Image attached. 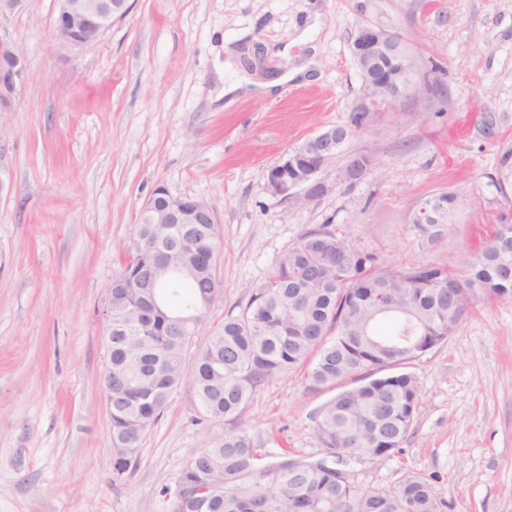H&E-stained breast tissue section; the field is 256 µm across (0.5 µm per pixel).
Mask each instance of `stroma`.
<instances>
[{"label": "stroma", "mask_w": 512, "mask_h": 512, "mask_svg": "<svg viewBox=\"0 0 512 512\" xmlns=\"http://www.w3.org/2000/svg\"><path fill=\"white\" fill-rule=\"evenodd\" d=\"M95 45L60 50L57 0L0 18L29 75L0 112L12 190L0 198V512H168L190 452L236 426L264 462L320 450L313 418L332 397L302 371L270 379L236 422L201 421L191 380L112 476L103 371L107 289L156 187L211 205L222 289L197 337L246 305L305 230L330 225L382 266L461 269L493 225L512 223L496 177L512 146V0H130ZM401 35L434 88L381 108L346 144L375 166L306 201L266 186L308 137L362 98L357 25ZM310 65V78L292 77ZM259 73L277 96L225 95ZM449 192L451 235L420 243L421 202ZM404 372L420 404L399 452L361 456L360 487L417 472L444 512H512V299L476 296L457 331Z\"/></svg>", "instance_id": "stroma-1"}]
</instances>
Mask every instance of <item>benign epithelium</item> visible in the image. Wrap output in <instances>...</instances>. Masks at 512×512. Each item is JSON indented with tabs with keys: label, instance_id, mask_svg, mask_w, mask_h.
I'll return each mask as SVG.
<instances>
[{
	"label": "benign epithelium",
	"instance_id": "benign-epithelium-1",
	"mask_svg": "<svg viewBox=\"0 0 512 512\" xmlns=\"http://www.w3.org/2000/svg\"><path fill=\"white\" fill-rule=\"evenodd\" d=\"M58 10L52 34L59 48L70 51L96 44L129 10L128 0H57ZM352 54L362 78L361 112H376L382 106H405L431 84L421 72L417 56L405 40L377 25H358L352 40ZM29 70L26 55L12 41L0 36V112L9 111L20 93ZM342 142L341 133L330 126L292 150L267 175L269 191L283 198L298 192L312 200L331 190L323 173L335 161ZM373 165L370 155L350 153L339 178L350 181ZM143 210L154 224H215L212 206L189 196H175L157 187ZM112 350L106 351L105 404L112 413Z\"/></svg>",
	"mask_w": 512,
	"mask_h": 512
}]
</instances>
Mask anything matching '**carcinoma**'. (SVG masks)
Here are the masks:
<instances>
[{
	"instance_id": "cac0c4a2",
	"label": "carcinoma",
	"mask_w": 512,
	"mask_h": 512,
	"mask_svg": "<svg viewBox=\"0 0 512 512\" xmlns=\"http://www.w3.org/2000/svg\"><path fill=\"white\" fill-rule=\"evenodd\" d=\"M498 186L512 189V147L499 161ZM435 224H417L428 243L447 237L457 203L441 193L425 200ZM184 224H145L138 218L126 262L116 277L150 276L155 231L169 233L157 249H217L216 224H198L201 235L182 237ZM461 278L445 264L381 267L376 256L336 236L326 224L304 231L254 289L245 307L224 318L197 350L191 305L203 285L218 280L217 264L197 277L158 282L159 314L148 330L133 319L136 288L112 289V473L122 481L135 468L137 450L184 379L199 393L204 419L232 421L258 387L299 367L309 388H338L314 417L321 452L284 455L265 464L244 429L230 430L190 454L170 512H441L429 480L408 473L398 487L359 489L336 479L344 455H381L399 450L420 401L415 378L381 374L414 358L408 342L442 344L454 334L478 294H512V224H496L480 252L463 261ZM392 285L390 300L379 285ZM388 319L393 332L376 324Z\"/></svg>"
}]
</instances>
